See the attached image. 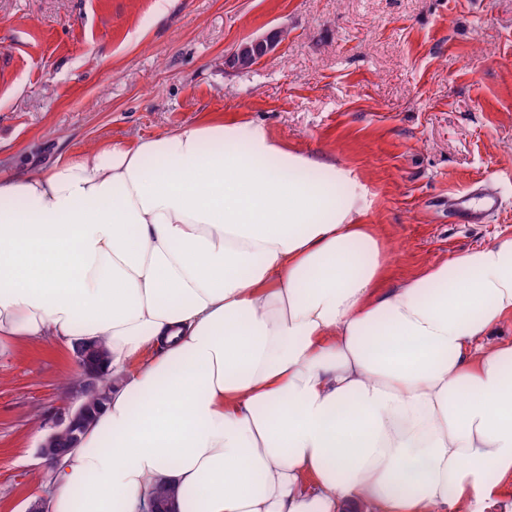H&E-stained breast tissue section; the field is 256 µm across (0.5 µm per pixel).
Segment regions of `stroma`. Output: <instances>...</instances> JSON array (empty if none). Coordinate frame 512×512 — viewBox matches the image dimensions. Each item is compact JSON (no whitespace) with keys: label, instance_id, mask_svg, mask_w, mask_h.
I'll list each match as a JSON object with an SVG mask.
<instances>
[{"label":"stroma","instance_id":"obj_1","mask_svg":"<svg viewBox=\"0 0 512 512\" xmlns=\"http://www.w3.org/2000/svg\"><path fill=\"white\" fill-rule=\"evenodd\" d=\"M220 117L353 170L390 284L512 237V0H0V179ZM487 191L494 217H449ZM79 376L56 338L0 337V512L50 481L38 448Z\"/></svg>","mask_w":512,"mask_h":512}]
</instances>
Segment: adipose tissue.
Listing matches in <instances>:
<instances>
[{
	"mask_svg": "<svg viewBox=\"0 0 512 512\" xmlns=\"http://www.w3.org/2000/svg\"><path fill=\"white\" fill-rule=\"evenodd\" d=\"M349 169L251 121L0 182V336L104 341L48 512H484L512 479V238L397 285Z\"/></svg>",
	"mask_w": 512,
	"mask_h": 512,
	"instance_id": "obj_1",
	"label": "adipose tissue"
}]
</instances>
